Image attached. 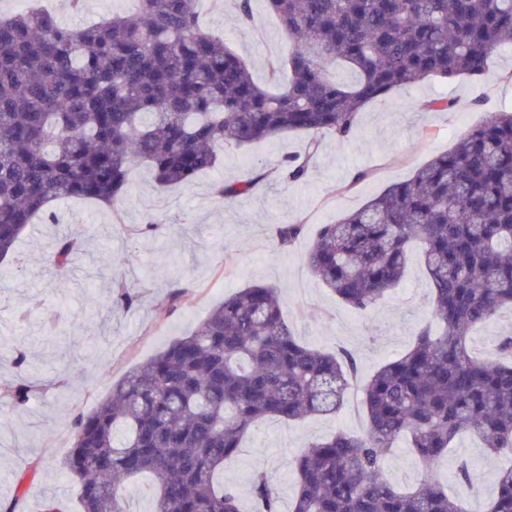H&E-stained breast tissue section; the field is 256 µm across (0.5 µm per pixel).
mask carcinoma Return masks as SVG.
Masks as SVG:
<instances>
[{
	"label": "carcinoma",
	"instance_id": "cac0c4a2",
	"mask_svg": "<svg viewBox=\"0 0 512 512\" xmlns=\"http://www.w3.org/2000/svg\"><path fill=\"white\" fill-rule=\"evenodd\" d=\"M136 2L83 29L38 8L0 13V260L54 200L114 204L135 162L165 190L214 167L226 147L307 132L308 151L283 164L298 180L316 135L350 136L371 100L432 76L479 79L512 47V0H265L294 43L287 83L269 91L202 29L197 0ZM328 63L354 82L331 79ZM263 179L223 183L216 195L233 200ZM302 231L279 225V249ZM416 244L436 327L364 384L365 434L308 445L290 512H468L429 474L408 491L384 477L400 436L426 465L470 432L512 455V334L486 356L471 348L475 327L512 310V111L322 225L306 261L339 301L367 313L403 279ZM79 247L61 238L54 265L66 268ZM357 372L352 352L296 339L277 288L240 289L75 421L65 467L83 512H127L119 488L142 474L154 480L153 512H240L237 490L216 477L245 435L267 418L336 413ZM34 394L25 381L6 390L16 405ZM250 486L255 512H281L265 471ZM487 512H512V464L498 471Z\"/></svg>",
	"mask_w": 512,
	"mask_h": 512
}]
</instances>
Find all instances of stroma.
Listing matches in <instances>:
<instances>
[{"label": "stroma", "mask_w": 512, "mask_h": 512, "mask_svg": "<svg viewBox=\"0 0 512 512\" xmlns=\"http://www.w3.org/2000/svg\"><path fill=\"white\" fill-rule=\"evenodd\" d=\"M64 3L43 0L59 23L74 28L127 9L125 0H84L77 10ZM199 10L204 30L242 56L256 82L287 81L291 46L265 0H252L253 20L247 24L238 21L233 0H201ZM273 60L279 64L275 73L268 67ZM438 97L452 99L453 108L429 109V101ZM510 109L512 49L494 58L481 81L429 78L367 104L352 137L323 135L301 180L285 178L282 165L304 152L308 136L288 132L225 149L214 169L162 192L144 167H134L126 194L111 208L81 198L56 202L52 219L28 225L14 255L0 262V389L17 381L14 358L20 351L38 386L24 406L0 396V500L21 493L25 512H45L47 505L60 503L67 512H81L77 485L62 467L74 419L93 412L129 371L190 334L225 295L247 285L278 288L284 318L297 339L325 351L353 352L359 379L405 352L431 320L430 282L418 256L410 257L405 279L364 316L342 304L311 272L307 252L321 225L407 180L489 113ZM257 171L265 178L256 191L229 203L216 198L217 184ZM149 217L160 228L141 233ZM281 224L304 227L285 252L275 238ZM69 234L80 237L82 245L60 273L49 257L58 238ZM120 282L137 295L127 309L111 301ZM367 427L357 394L332 415L265 420L225 465L224 480L238 489L247 512L251 473L264 470L279 491L282 512H289L295 460L308 444L338 431L360 434ZM463 462L470 469L473 498L488 503L502 459L466 435L432 472L453 492ZM383 469L402 488L416 485L424 472L403 439Z\"/></svg>", "instance_id": "obj_1"}]
</instances>
